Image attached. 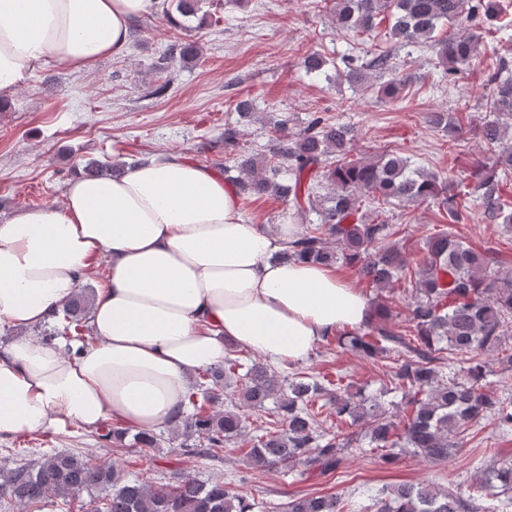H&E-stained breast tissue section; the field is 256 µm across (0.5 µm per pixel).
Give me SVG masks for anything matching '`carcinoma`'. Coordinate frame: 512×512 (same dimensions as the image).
Returning <instances> with one entry per match:
<instances>
[{
    "instance_id": "cac0c4a2",
    "label": "carcinoma",
    "mask_w": 512,
    "mask_h": 512,
    "mask_svg": "<svg viewBox=\"0 0 512 512\" xmlns=\"http://www.w3.org/2000/svg\"><path fill=\"white\" fill-rule=\"evenodd\" d=\"M332 17L336 28L358 35L375 29L378 19L390 24L391 35L403 46L431 44L445 72L452 77L470 66L479 55L484 25L499 32L512 30V19L502 17L499 5L478 0H335ZM448 22L466 23L474 32L466 36L441 37ZM173 55L187 62L199 56L192 43H174ZM343 70L336 78L352 86L370 83L371 74L393 69L391 56L380 54L362 60L342 56ZM501 60L488 74L490 92L484 105L480 131L494 153L480 161L471 174L473 198L490 224H512V208L501 200L498 175L512 173V76ZM410 85L407 77L387 80L379 91L389 98H402ZM429 122L448 133L456 143L462 126L449 112H433ZM269 152L287 163L288 179H279L280 169L265 157L238 153L233 182L240 193L273 194L291 201L300 211L319 217L317 228L290 243L288 256L330 266L339 262L356 268L361 279L384 289L408 269L398 243L391 241L395 225L362 213L370 204L418 206L447 186L436 174L412 166L402 155L388 152L375 159L353 160L349 154L355 138L352 127L312 118L299 131L288 130L287 121L272 127ZM336 164L327 167L328 157ZM82 173L90 178L112 175V164L92 160ZM332 185L328 196L314 193L320 178ZM427 256L414 271L415 294L409 304L412 336L395 333L389 324L390 309L379 304L368 332L346 333L350 348L367 357L386 356L394 360L390 379L411 407L401 414L378 396L362 392L332 393L325 382L296 373L283 380L264 364L253 362L244 374L238 401L246 408H262L273 402L276 428L255 437L248 458L264 469L301 464L306 470L326 475L341 463L343 445L327 437L317 420L314 404L329 407L336 418H349L363 426L369 444L381 451L387 465L410 454L427 462L456 457L463 435L480 418L491 416L500 426L512 429V401L499 399L485 389L486 362L473 355L496 351L512 322V277L491 270L488 255L476 252L450 231L433 235L426 242ZM94 292L80 288L36 335L52 342L65 339L64 350L79 354L82 347L72 341L82 322L88 319ZM461 356V374L443 376L444 350ZM241 363L226 358L224 364L205 370L185 395L192 411L183 422V433L201 439L198 444H181L186 452L217 457L224 445L237 439L246 428L245 414L233 408L220 410L216 404L223 393L216 385L236 374ZM102 439L127 448H154L160 435L131 432L114 427ZM238 482L204 479L191 473H177L173 480L156 484L127 479L117 465L96 464L66 451L43 453L32 466L0 469V499L24 508L50 497L73 498L82 491L102 490L105 495L94 512H254L256 503ZM512 490V459L495 460L484 469L474 490L466 495L440 489L429 483H402L385 487L370 497L371 512H499L497 489ZM281 512H344L335 494L309 495L281 506Z\"/></svg>"
}]
</instances>
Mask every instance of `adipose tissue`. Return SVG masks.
<instances>
[{"label":"adipose tissue","instance_id":"obj_1","mask_svg":"<svg viewBox=\"0 0 512 512\" xmlns=\"http://www.w3.org/2000/svg\"><path fill=\"white\" fill-rule=\"evenodd\" d=\"M160 2L0 0V99L48 62L84 72L121 55ZM64 196L0 222V323L23 332L0 355V435L174 425L190 377L223 363L226 340L284 364L372 316L336 271L285 257L299 225L250 223L203 166L158 154L106 180L75 176ZM101 258L92 343L71 357L32 336Z\"/></svg>","mask_w":512,"mask_h":512}]
</instances>
